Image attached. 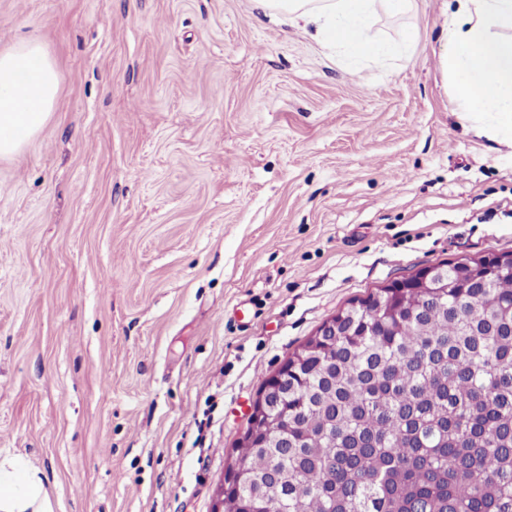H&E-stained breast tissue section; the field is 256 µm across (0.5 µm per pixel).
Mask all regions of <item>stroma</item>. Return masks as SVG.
<instances>
[{
    "label": "stroma",
    "instance_id": "stroma-1",
    "mask_svg": "<svg viewBox=\"0 0 512 512\" xmlns=\"http://www.w3.org/2000/svg\"><path fill=\"white\" fill-rule=\"evenodd\" d=\"M445 0L351 70L253 0H0L53 114L0 159V453L55 512H214L289 352L415 271L512 251V148L462 122Z\"/></svg>",
    "mask_w": 512,
    "mask_h": 512
}]
</instances>
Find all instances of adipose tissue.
Here are the masks:
<instances>
[{
  "instance_id": "1",
  "label": "adipose tissue",
  "mask_w": 512,
  "mask_h": 512,
  "mask_svg": "<svg viewBox=\"0 0 512 512\" xmlns=\"http://www.w3.org/2000/svg\"><path fill=\"white\" fill-rule=\"evenodd\" d=\"M274 22L322 46L371 62L402 59L412 29L383 39L380 15L411 11L414 0H254ZM438 61L456 112L488 138L512 147V0H449ZM52 59L35 39L0 49V159L20 153L48 122L58 94ZM0 512H54L37 471L0 458Z\"/></svg>"
}]
</instances>
